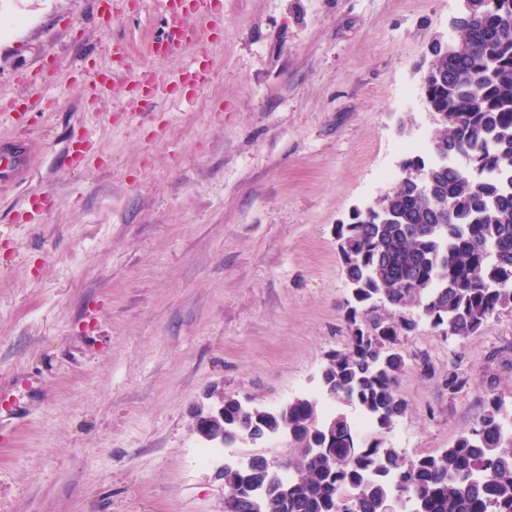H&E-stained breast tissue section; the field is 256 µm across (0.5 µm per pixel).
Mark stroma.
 I'll use <instances>...</instances> for the list:
<instances>
[{
    "instance_id": "1",
    "label": "stroma",
    "mask_w": 512,
    "mask_h": 512,
    "mask_svg": "<svg viewBox=\"0 0 512 512\" xmlns=\"http://www.w3.org/2000/svg\"><path fill=\"white\" fill-rule=\"evenodd\" d=\"M197 13L208 82L190 53L157 61L156 0H0V99L51 101L0 124V382L36 381L0 454V512H224V460L288 456L287 438L237 442L201 465L205 395L279 408L321 390L348 332L336 225L371 203L421 140V74L452 42L461 0H212ZM163 95L128 120L124 79L93 97L86 56L113 42ZM88 161L69 169L72 137ZM41 197L38 223L23 212ZM97 318L85 321L86 310ZM407 413L383 435L436 452L512 405V308L464 340L419 323L401 337ZM431 370L422 372L420 357ZM468 383L448 394V371Z\"/></svg>"
}]
</instances>
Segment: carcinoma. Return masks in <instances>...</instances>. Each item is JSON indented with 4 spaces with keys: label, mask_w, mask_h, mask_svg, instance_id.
I'll return each mask as SVG.
<instances>
[{
    "label": "carcinoma",
    "mask_w": 512,
    "mask_h": 512,
    "mask_svg": "<svg viewBox=\"0 0 512 512\" xmlns=\"http://www.w3.org/2000/svg\"><path fill=\"white\" fill-rule=\"evenodd\" d=\"M452 26L422 76L432 151L404 159L378 206L336 229L349 339L323 385L381 434L408 410L398 344L417 322L403 309L463 339L512 308V0H473ZM278 434L288 458L224 465V512H512V410L495 397L450 447L414 458L361 442L347 416L322 420L307 398L269 411L224 397V445Z\"/></svg>",
    "instance_id": "obj_1"
}]
</instances>
